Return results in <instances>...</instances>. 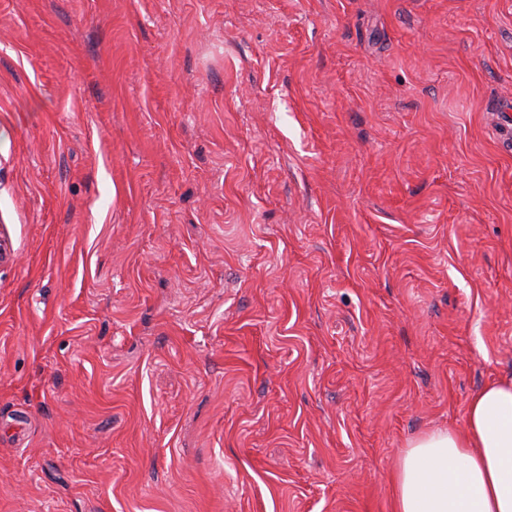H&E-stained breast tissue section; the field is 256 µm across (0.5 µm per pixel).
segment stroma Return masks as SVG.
<instances>
[{"label": "stroma", "mask_w": 512, "mask_h": 512, "mask_svg": "<svg viewBox=\"0 0 512 512\" xmlns=\"http://www.w3.org/2000/svg\"><path fill=\"white\" fill-rule=\"evenodd\" d=\"M0 512H396L512 376V0H0Z\"/></svg>", "instance_id": "1"}]
</instances>
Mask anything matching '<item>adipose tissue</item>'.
Masks as SVG:
<instances>
[{"instance_id":"obj_1","label":"adipose tissue","mask_w":512,"mask_h":512,"mask_svg":"<svg viewBox=\"0 0 512 512\" xmlns=\"http://www.w3.org/2000/svg\"><path fill=\"white\" fill-rule=\"evenodd\" d=\"M396 501L397 512H512V377L472 396L463 430L408 442Z\"/></svg>"}]
</instances>
